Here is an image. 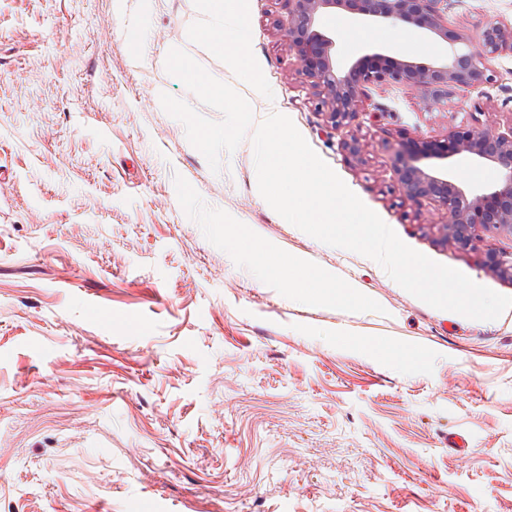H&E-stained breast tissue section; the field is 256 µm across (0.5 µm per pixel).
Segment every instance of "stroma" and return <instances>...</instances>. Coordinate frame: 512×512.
Masks as SVG:
<instances>
[{
    "instance_id": "35a3bbf8",
    "label": "stroma",
    "mask_w": 512,
    "mask_h": 512,
    "mask_svg": "<svg viewBox=\"0 0 512 512\" xmlns=\"http://www.w3.org/2000/svg\"><path fill=\"white\" fill-rule=\"evenodd\" d=\"M253 54L313 151L411 248L512 296L474 251L443 240L445 210L398 191L396 138L512 121V54L482 94L423 108L414 90L353 132L350 163L280 33L282 0H249ZM194 0H0V503L26 512H512V313L473 320L433 308L374 260L288 223L256 191L254 148L220 172L161 94L218 121L165 68L185 50L244 98L252 91L187 36ZM512 0H457L467 45ZM356 46L433 61L441 39L383 25ZM410 49H399V36ZM464 188L500 183L461 157ZM360 290L345 308L264 282L225 230ZM393 341L395 360L376 344ZM417 350L421 359L410 358ZM466 440L452 448L448 439Z\"/></svg>"
}]
</instances>
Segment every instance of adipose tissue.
<instances>
[{"mask_svg": "<svg viewBox=\"0 0 512 512\" xmlns=\"http://www.w3.org/2000/svg\"><path fill=\"white\" fill-rule=\"evenodd\" d=\"M255 266L265 282H278L294 277L296 296L304 300H329L341 305H365L356 289L337 283L334 276L319 272L300 257L282 253L271 247L256 245L251 250Z\"/></svg>", "mask_w": 512, "mask_h": 512, "instance_id": "ef3b65f1", "label": "adipose tissue"}]
</instances>
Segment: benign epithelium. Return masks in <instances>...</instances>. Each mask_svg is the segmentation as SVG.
<instances>
[{
  "mask_svg": "<svg viewBox=\"0 0 512 512\" xmlns=\"http://www.w3.org/2000/svg\"><path fill=\"white\" fill-rule=\"evenodd\" d=\"M286 18L281 25L288 45L310 86L316 91L331 129L341 135V146L350 161H362V145L352 126L363 115L382 108L371 103L369 91L383 85L414 89L423 105L432 108L457 97L482 93L491 80L488 61L512 52V23L490 21L477 35L479 50H451L428 63L391 61L381 53L365 54L336 65L331 51L334 38L319 29L324 15L344 8L378 23L404 22L453 44L457 36L448 27L444 10L448 0H283ZM455 156L488 161L503 170L502 181L489 190L467 191L448 179V167L433 168L424 161H446ZM393 172L399 191L415 205L434 201L446 210V242L463 251L477 249L487 234L512 236V123L500 129L491 124L465 127L439 142L426 141L412 151L403 139L394 144ZM492 267L512 278V251L491 256Z\"/></svg>",
  "mask_w": 512,
  "mask_h": 512,
  "instance_id": "1",
  "label": "benign epithelium"
}]
</instances>
